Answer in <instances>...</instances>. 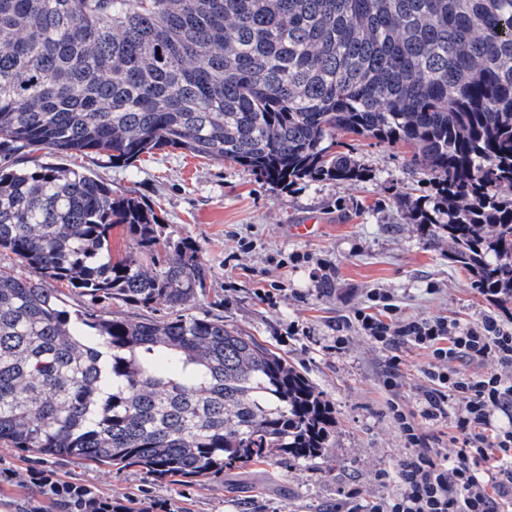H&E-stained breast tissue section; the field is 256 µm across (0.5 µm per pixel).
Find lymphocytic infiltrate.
<instances>
[{
  "label": "lymphocytic infiltrate",
  "instance_id": "obj_1",
  "mask_svg": "<svg viewBox=\"0 0 512 512\" xmlns=\"http://www.w3.org/2000/svg\"><path fill=\"white\" fill-rule=\"evenodd\" d=\"M336 330L337 350L347 348L352 330L391 350L384 379L391 391L401 385L400 349L427 356L418 411L395 401L388 406L405 448L391 474L396 492L346 502L347 512H512V317L411 318L391 294L373 290ZM488 360L498 371L470 374L461 368L465 361ZM422 420L450 425L452 450L437 449L434 437L420 430ZM28 481L41 499L26 512H135L95 486L63 480L51 470L29 472Z\"/></svg>",
  "mask_w": 512,
  "mask_h": 512
}]
</instances>
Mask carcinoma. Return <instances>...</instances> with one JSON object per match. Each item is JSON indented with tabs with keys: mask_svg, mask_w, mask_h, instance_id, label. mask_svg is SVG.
I'll list each match as a JSON object with an SVG mask.
<instances>
[{
	"mask_svg": "<svg viewBox=\"0 0 512 512\" xmlns=\"http://www.w3.org/2000/svg\"><path fill=\"white\" fill-rule=\"evenodd\" d=\"M342 134L412 150L434 199L406 217L477 288L512 301V0H0V441L191 479L317 458L333 411L287 359L224 321L196 244L86 173L164 148L273 187L370 179ZM131 242L116 262L112 226ZM171 317L68 310L45 282Z\"/></svg>",
	"mask_w": 512,
	"mask_h": 512,
	"instance_id": "cac0c4a2",
	"label": "carcinoma"
}]
</instances>
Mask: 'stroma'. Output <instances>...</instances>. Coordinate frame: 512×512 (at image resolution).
Instances as JSON below:
<instances>
[{"mask_svg":"<svg viewBox=\"0 0 512 512\" xmlns=\"http://www.w3.org/2000/svg\"><path fill=\"white\" fill-rule=\"evenodd\" d=\"M353 146L371 170V181H312L283 190L262 184L239 165L180 149L156 150L126 167L98 156L60 159L110 184L114 195L147 201L171 237L198 245L210 277L186 315L219 318L262 339L306 375L336 418L323 456H279L185 482L3 443L0 465L22 474L53 469L113 498H136L139 512H149L158 501L169 502L172 512H334L347 494L360 499L393 493L396 486L386 474L405 450L387 413L382 372L390 353L358 334L336 353L337 321L361 306L373 288L392 293L412 318L473 322L499 312L501 305L479 294L469 275L449 264L447 245L428 244L416 225L407 223V197L431 192L409 164V150L360 138ZM311 217L319 224L315 235L295 239L291 226ZM58 295L68 309H93L108 319L170 314L161 303L147 309L94 302L64 285ZM270 295L275 304L267 303ZM401 358L397 398L412 411L427 359L415 349Z\"/></svg>","mask_w":512,"mask_h":512,"instance_id":"obj_1","label":"stroma"}]
</instances>
